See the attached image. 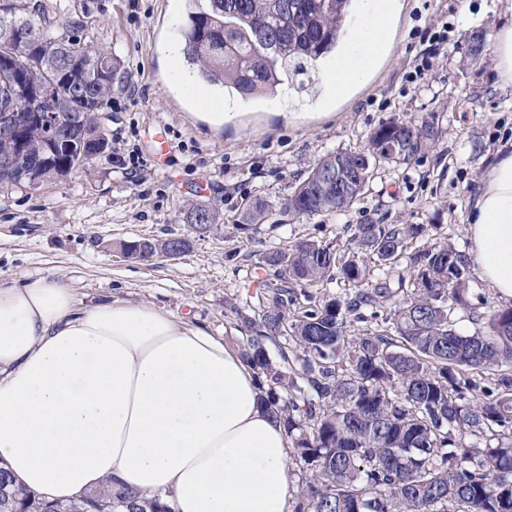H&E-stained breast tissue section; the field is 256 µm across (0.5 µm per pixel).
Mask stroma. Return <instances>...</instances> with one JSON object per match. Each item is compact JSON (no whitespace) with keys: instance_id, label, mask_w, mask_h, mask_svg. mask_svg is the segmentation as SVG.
Returning a JSON list of instances; mask_svg holds the SVG:
<instances>
[{"instance_id":"stroma-1","label":"stroma","mask_w":512,"mask_h":512,"mask_svg":"<svg viewBox=\"0 0 512 512\" xmlns=\"http://www.w3.org/2000/svg\"><path fill=\"white\" fill-rule=\"evenodd\" d=\"M386 58L368 83L337 101L322 82L303 94L242 101L207 84L188 89L181 46L187 0H78L96 24L88 42L121 58L126 78L112 93V149L84 172L29 185L0 186V280L49 275L78 301L118 298L147 304L204 327L240 351L241 322L226 307L253 301L265 276L256 254L313 238L347 244L354 224H435L469 252L466 217L484 169L512 138V95L500 91L491 51L478 62L462 50L476 32L494 34L506 0H403ZM448 44L422 84L408 82L428 32ZM223 102V125L208 113ZM436 114V145L408 165H380L363 200L341 214L289 220L281 203L333 151L363 148L389 121ZM262 200L267 223L244 232L243 206ZM216 209L211 231L194 233L191 204ZM187 237L175 260L146 265L122 258L121 242Z\"/></svg>"}]
</instances>
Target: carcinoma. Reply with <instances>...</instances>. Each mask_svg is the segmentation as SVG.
Wrapping results in <instances>:
<instances>
[{
    "label": "carcinoma",
    "instance_id": "1",
    "mask_svg": "<svg viewBox=\"0 0 512 512\" xmlns=\"http://www.w3.org/2000/svg\"><path fill=\"white\" fill-rule=\"evenodd\" d=\"M348 0H189L183 54L204 83L231 98L297 93L312 83L317 62L336 48ZM16 20V36L0 40V74H22L5 86L15 103V131L0 133V157L13 159L0 185H33L84 171L93 162L87 139L98 135L97 107L109 102L124 70L112 52L93 47L94 24L71 0H0ZM52 53L48 67L29 61ZM44 91L56 108L50 124L35 120L27 93ZM442 130L431 113L420 121L379 126L359 151L321 157L285 202L294 218L339 214L360 201L384 142L411 162L436 144ZM43 145L52 163L33 168L26 148ZM254 202L241 229L265 223ZM209 206L189 209V224H217ZM346 248L302 240L258 257L269 274L257 302L243 311L227 302L249 332L242 354L267 386L266 401L283 420L308 478L292 512H512V305L477 311L465 254L446 241L413 242L426 224L369 221L350 227ZM164 239L128 247L149 263ZM354 293L310 292L333 280ZM394 301L380 315L385 302ZM462 312L482 324L471 334L455 327ZM371 324L356 329V324ZM401 339L395 348L388 334ZM285 340L279 360L267 343ZM491 374L493 388L474 398L466 375ZM0 512H172L161 496L142 498L106 482L81 498L53 502L15 485L0 468Z\"/></svg>",
    "mask_w": 512,
    "mask_h": 512
}]
</instances>
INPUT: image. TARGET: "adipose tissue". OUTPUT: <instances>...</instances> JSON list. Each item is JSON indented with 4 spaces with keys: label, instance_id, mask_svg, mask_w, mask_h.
I'll list each match as a JSON object with an SVG mask.
<instances>
[{
    "label": "adipose tissue",
    "instance_id": "1",
    "mask_svg": "<svg viewBox=\"0 0 512 512\" xmlns=\"http://www.w3.org/2000/svg\"><path fill=\"white\" fill-rule=\"evenodd\" d=\"M401 0H355L324 72L337 99L366 84ZM467 216L471 257L512 304V143ZM290 441L254 371L223 339L120 299L83 305L41 277L0 281V461L54 500L112 482L172 512H289Z\"/></svg>",
    "mask_w": 512,
    "mask_h": 512
}]
</instances>
